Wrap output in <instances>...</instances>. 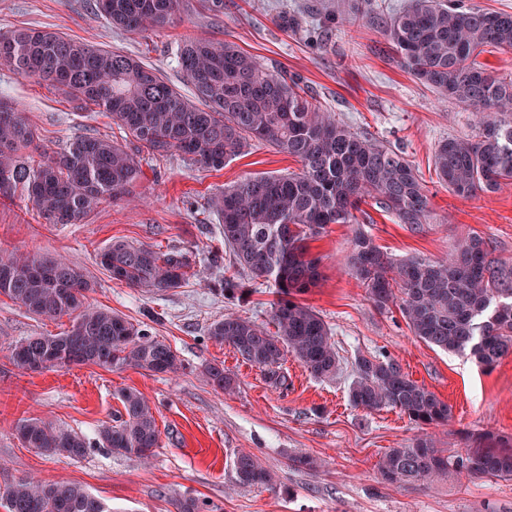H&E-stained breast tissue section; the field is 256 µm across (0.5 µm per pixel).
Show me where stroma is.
<instances>
[{
    "instance_id": "1",
    "label": "stroma",
    "mask_w": 512,
    "mask_h": 512,
    "mask_svg": "<svg viewBox=\"0 0 512 512\" xmlns=\"http://www.w3.org/2000/svg\"><path fill=\"white\" fill-rule=\"evenodd\" d=\"M285 14L295 16L294 27L279 26ZM385 22L372 12L356 17L353 0H224L220 13L204 0H185L173 23L130 34L96 16L89 0H0V32L58 31L121 50L159 69L185 95L191 89L177 63L181 41L233 43L272 73L298 78L351 131L400 150L417 170L431 210L429 223L414 232L370 200L362 204L357 224L329 225L310 241L321 280L298 300L330 327L340 370L334 379H318L290 355L284 363L287 385L279 389L231 346L208 336L210 324L227 313L269 323L271 288L232 296L218 291L224 279L219 263L200 268L181 287L149 292L112 280L96 258L116 240L199 256L221 247L210 198L249 176L298 169L293 157L256 144L219 171L200 169L178 154L146 159L136 201L103 203L79 224L47 223L22 190L0 199V250L66 258L92 280L89 304L146 326L182 363L168 374L93 364L23 369L12 357L21 339L61 333L71 322L38 319L0 297V487L24 477L63 480L101 500L109 512H177L178 501L187 497L212 512H512V480L389 483L378 472L385 452L420 439L456 451L465 431L512 437V355L486 370L467 355L426 344L398 306L377 309L345 266L359 229L396 259L445 260L460 238L477 234L495 256L512 261V184L463 198L434 170L438 144L474 135L482 113L440 96L408 73L385 35ZM0 99L25 112L46 152L63 149L80 134L111 138L131 152L137 148L109 115L75 110L36 78L0 69ZM360 355L397 361L448 404L447 425H419L392 408L354 407L348 388ZM214 363L234 378L233 392L203 378L204 367ZM125 389L140 391L155 408L160 446L148 461L107 448L88 449L81 458L47 455L18 436L20 420L35 418L96 438L122 412ZM240 451L261 460L270 483H236L232 463Z\"/></svg>"
}]
</instances>
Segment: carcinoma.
Masks as SVG:
<instances>
[{
  "label": "carcinoma",
  "mask_w": 512,
  "mask_h": 512,
  "mask_svg": "<svg viewBox=\"0 0 512 512\" xmlns=\"http://www.w3.org/2000/svg\"><path fill=\"white\" fill-rule=\"evenodd\" d=\"M96 15L110 26L140 33L179 15L183 0H95ZM386 36L401 65L422 84L475 112L487 113L469 138L441 142L434 168L462 197L493 192L512 183V76H498L478 61L485 48L512 49V14L468 8L461 0H409L386 23ZM176 58L193 97L177 91L159 70L119 50L95 47L59 32L24 30L0 34V68L50 83L80 107L112 116L153 157L178 153L201 169L219 171L251 142L291 156L296 171L256 175L211 199L229 263L248 282L270 284L278 299L273 328L226 315L208 335L261 369L276 388L286 385L288 353L314 377H336L339 358L325 321L296 295L317 284L318 259L307 243L331 224H355L371 198L398 223L419 231L430 208L419 175L391 145L360 135L336 121L300 82L273 74L230 43L187 39ZM37 134L16 107L0 105V198L23 187L37 213L50 224H79L100 204L128 202L141 179L140 161L114 140L82 134L53 155L39 150ZM118 282L147 291L181 287L195 273L196 258L179 249L114 241L98 255ZM346 267L381 310L393 304L413 334L450 353H469L484 368L512 354V263L496 258L478 234L459 240L449 260L395 261L362 231L355 233ZM246 282V283H248ZM246 283L224 277V290ZM92 281L62 259L0 253V296L43 320L68 317L63 333L30 336L12 356L30 371L51 361L80 356L107 368L134 366L175 372L181 361L171 346L140 326L86 304ZM203 375L231 390L221 364ZM350 402L373 411L392 407L418 424L448 422L450 408L391 358L359 356L349 385ZM124 415L99 431L96 442L38 419H24V443L47 454L79 458L95 446L145 461L159 445L152 407L139 392L121 393ZM464 448L451 455L427 441L392 448L378 470L388 482H429L445 475L512 480V439L490 431L463 432ZM241 486L266 483L267 470L249 453L233 460ZM4 512H109L80 487L20 479L0 492Z\"/></svg>",
  "instance_id": "1"
}]
</instances>
